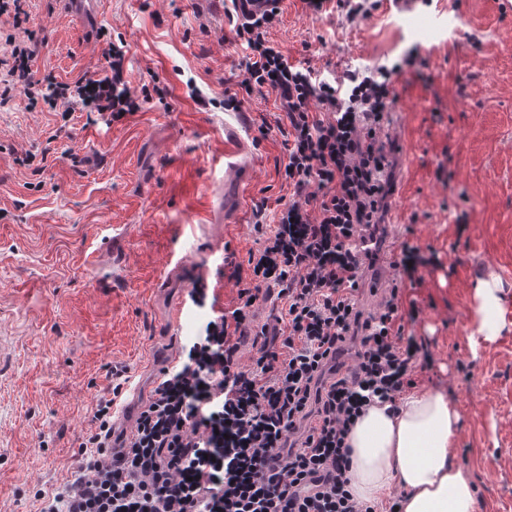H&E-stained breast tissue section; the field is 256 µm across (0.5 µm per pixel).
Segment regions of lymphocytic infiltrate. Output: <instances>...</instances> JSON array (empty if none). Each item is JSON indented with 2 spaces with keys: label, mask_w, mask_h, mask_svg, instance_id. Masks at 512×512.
<instances>
[{
  "label": "lymphocytic infiltrate",
  "mask_w": 512,
  "mask_h": 512,
  "mask_svg": "<svg viewBox=\"0 0 512 512\" xmlns=\"http://www.w3.org/2000/svg\"><path fill=\"white\" fill-rule=\"evenodd\" d=\"M224 16L249 50L240 89L275 93L285 111L283 177L292 194L275 224L257 208L256 247L231 272L242 283L236 305L215 312L181 346L177 364L121 433L115 422L130 377L111 368L75 475L40 492L41 512H376L349 489L346 436L369 406L395 404L415 370L432 362L425 338L404 332L420 310L403 306L401 295L431 258L402 242L379 310L363 316L356 302L363 256L352 243L378 223L388 194L383 132L395 103L392 70L344 84L319 80L267 40L278 9L243 22L232 7ZM125 56L109 43L107 70L65 83L35 79L28 51L16 47L0 84H23L49 107L75 104L111 123L139 109ZM273 295L281 314L257 331V356L241 365L235 338L257 302ZM353 337V365L327 374Z\"/></svg>",
  "instance_id": "f902f5d3"
}]
</instances>
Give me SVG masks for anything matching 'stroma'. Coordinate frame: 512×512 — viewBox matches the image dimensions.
Wrapping results in <instances>:
<instances>
[{
	"mask_svg": "<svg viewBox=\"0 0 512 512\" xmlns=\"http://www.w3.org/2000/svg\"><path fill=\"white\" fill-rule=\"evenodd\" d=\"M96 2L90 25L62 0H24L21 27L0 15V50L29 48L34 73L62 82L93 76L107 44L123 41L124 77L142 100L110 125L77 106L62 118L20 89L0 106V347L11 351L0 373V512H40L37 491L70 479L112 366H127L139 386L120 415L133 424L157 372L213 309L236 300L223 256L206 242L246 264L256 207L271 220L289 196L285 114L274 93L239 92L246 49L224 0ZM280 10L267 37L290 64L339 81L402 67L386 131L392 191L357 304L378 310L403 241L436 256L404 290L421 307L405 331L433 355L415 382L460 410L452 462L472 479L474 512H512V0H418L408 15L377 0L354 19L307 13L301 0ZM414 48L425 65H405ZM231 93L256 161L224 223L210 195L224 173ZM118 233L119 257L103 254L89 270L90 254ZM491 271L503 283L501 331L476 347L473 291ZM198 280L207 304L189 306L171 335L169 308Z\"/></svg>",
	"mask_w": 512,
	"mask_h": 512,
	"instance_id": "1",
	"label": "stroma"
}]
</instances>
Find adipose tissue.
<instances>
[{
  "instance_id": "obj_1",
  "label": "adipose tissue",
  "mask_w": 512,
  "mask_h": 512,
  "mask_svg": "<svg viewBox=\"0 0 512 512\" xmlns=\"http://www.w3.org/2000/svg\"><path fill=\"white\" fill-rule=\"evenodd\" d=\"M501 288L491 272L474 291L473 327L487 341L499 333L492 315ZM458 423L457 409L435 389L407 392L394 412L384 404L370 406L347 436L355 501L382 503L397 488L401 512H474L475 488L451 461Z\"/></svg>"
}]
</instances>
